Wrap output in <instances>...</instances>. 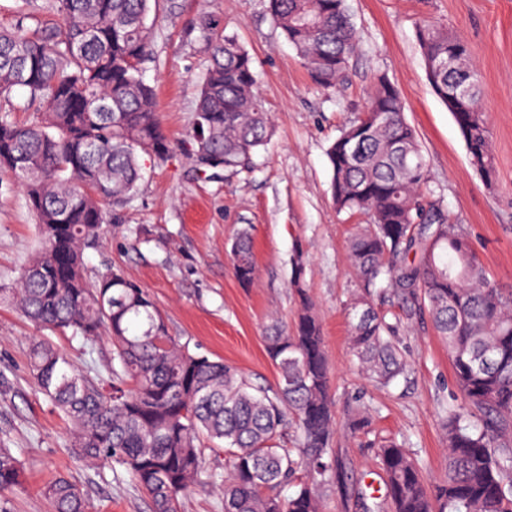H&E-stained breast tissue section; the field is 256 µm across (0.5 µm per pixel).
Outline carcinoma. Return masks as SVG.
<instances>
[{
  "label": "carcinoma",
  "instance_id": "carcinoma-1",
  "mask_svg": "<svg viewBox=\"0 0 512 512\" xmlns=\"http://www.w3.org/2000/svg\"><path fill=\"white\" fill-rule=\"evenodd\" d=\"M157 0H50L62 24L17 6L0 29V97L28 93L32 119L0 113V168L11 172L34 214L41 245L9 293L44 329L93 345L112 344V386L77 373L50 341L29 351L39 392L71 423L86 459L122 468L151 501L152 512H180L194 486H217L224 512H319L338 475L335 416L322 329L302 286L294 335L276 324L266 336L275 386L178 344L148 290L109 269L91 283L84 250L106 223L103 203L138 189L141 161H167L171 141L155 94L142 77L154 61L152 4ZM277 29L311 82L335 88L347 77L358 43L345 0H267ZM208 54L200 81L191 154H209L204 174L248 170L273 134L249 52L204 19ZM426 79L451 112L472 165L496 176L482 75L468 44L440 25L417 27ZM336 210L366 218L349 245L359 292L347 303L351 351L365 378L390 386L408 371L393 340L394 322L428 321L448 350L456 404L442 417L448 470L432 484L402 445L379 448L391 512H512V285L490 280L461 224L450 222L429 183L425 156L404 101L383 75L373 78L364 110L327 150ZM64 253L59 270L53 256ZM239 281L255 262L248 232L231 246ZM296 445L281 443L287 418ZM224 451V470H206L204 448ZM22 466L0 448V512L21 486ZM293 494L281 498L282 490ZM53 512H90L65 476L43 489Z\"/></svg>",
  "mask_w": 512,
  "mask_h": 512
}]
</instances>
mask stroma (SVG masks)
Returning <instances> with one entry per match:
<instances>
[{
  "mask_svg": "<svg viewBox=\"0 0 512 512\" xmlns=\"http://www.w3.org/2000/svg\"><path fill=\"white\" fill-rule=\"evenodd\" d=\"M359 35L347 80L315 89L299 58L276 29L266 0H159L151 17L155 62L144 79L173 151L146 166L137 193L108 205L99 240L84 251L89 280L106 268L147 288L170 336L191 350L223 359L265 386L276 369L266 352L271 320L291 326L298 298L295 258L319 315L331 368L336 418L332 446L341 485L320 497V512H377L385 476L375 444L394 440L418 460L429 482L448 467L441 414L457 391L448 351L432 326L400 324L396 340L409 363L389 387L361 376L350 352L346 303L358 290L348 257L355 221L337 212L329 190L328 146L362 111L374 75L401 92L430 170L429 187L464 224L487 276L512 284V0H346ZM215 19L255 60L258 88L274 133L253 170L202 175L184 150L193 127L198 82L205 69L202 18ZM447 26L468 43L483 77L497 170L487 187L471 165L447 107L425 77L416 39L420 21ZM252 235L256 278L242 286L230 256L241 229ZM36 221L15 178L0 171V287H13L39 248ZM42 336L10 299L0 300V445L19 457L22 486L11 512H52L44 486L65 475L86 495L90 512H150L148 497L121 468L74 453L66 419L39 393L28 351ZM80 373L110 379L108 337L87 346L54 335ZM368 416L369 436L351 433L353 412Z\"/></svg>",
  "mask_w": 512,
  "mask_h": 512,
  "instance_id": "35a3bbf8",
  "label": "stroma"
}]
</instances>
